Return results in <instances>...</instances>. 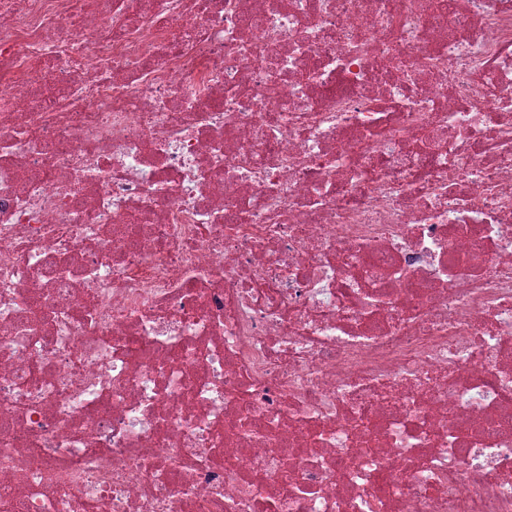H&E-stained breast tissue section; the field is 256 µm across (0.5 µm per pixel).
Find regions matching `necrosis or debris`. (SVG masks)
Here are the masks:
<instances>
[{
  "mask_svg": "<svg viewBox=\"0 0 512 512\" xmlns=\"http://www.w3.org/2000/svg\"><path fill=\"white\" fill-rule=\"evenodd\" d=\"M0 512H512V0H0Z\"/></svg>",
  "mask_w": 512,
  "mask_h": 512,
  "instance_id": "obj_1",
  "label": "necrosis or debris"
}]
</instances>
